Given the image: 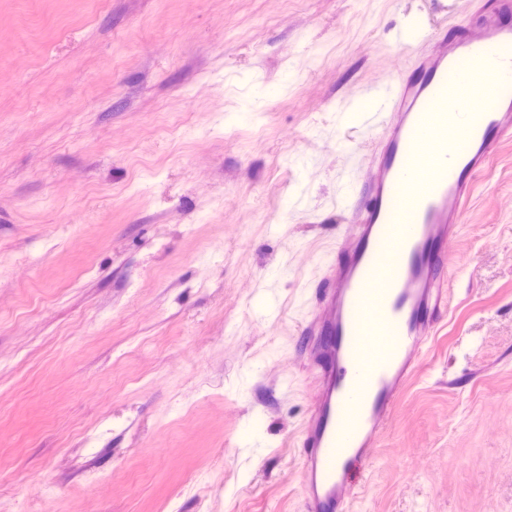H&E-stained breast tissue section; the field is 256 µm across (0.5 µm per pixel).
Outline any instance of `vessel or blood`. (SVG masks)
<instances>
[{"instance_id": "obj_1", "label": "vessel or blood", "mask_w": 512, "mask_h": 512, "mask_svg": "<svg viewBox=\"0 0 512 512\" xmlns=\"http://www.w3.org/2000/svg\"><path fill=\"white\" fill-rule=\"evenodd\" d=\"M390 70L372 175L348 210L304 333L319 395L301 431L306 512H353L408 376L448 311L449 250L481 166L512 140V0L410 31Z\"/></svg>"}]
</instances>
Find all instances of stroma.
<instances>
[{
	"label": "stroma",
	"mask_w": 512,
	"mask_h": 512,
	"mask_svg": "<svg viewBox=\"0 0 512 512\" xmlns=\"http://www.w3.org/2000/svg\"><path fill=\"white\" fill-rule=\"evenodd\" d=\"M474 0H0V512H304L300 326L404 31ZM355 512H512V141Z\"/></svg>",
	"instance_id": "35a3bbf8"
}]
</instances>
